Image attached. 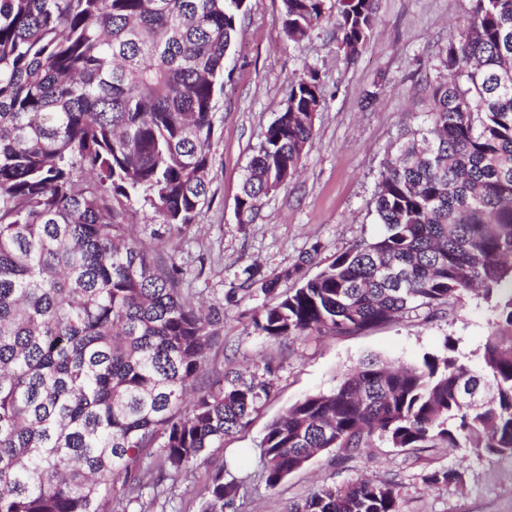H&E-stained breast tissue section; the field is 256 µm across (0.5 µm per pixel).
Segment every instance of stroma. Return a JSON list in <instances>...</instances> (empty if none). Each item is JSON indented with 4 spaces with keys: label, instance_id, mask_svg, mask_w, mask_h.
Segmentation results:
<instances>
[{
    "label": "stroma",
    "instance_id": "stroma-1",
    "mask_svg": "<svg viewBox=\"0 0 512 512\" xmlns=\"http://www.w3.org/2000/svg\"><path fill=\"white\" fill-rule=\"evenodd\" d=\"M247 5L218 98L224 120L212 147L209 199L195 223L171 234L159 250L180 267L181 288L207 304L223 300L228 283L246 265L260 266L269 277L292 266L313 244H320L319 258L327 262L379 233L374 194L382 166L401 131L417 128L430 110L439 54L459 35L474 0H378L375 32L353 59L339 50L333 24H321L296 48L282 29L281 0H247ZM310 68L319 73L326 103L316 116V138L303 169L264 197L254 223H238L236 198L246 168L284 109L292 82ZM263 299L257 289L225 306L224 343L210 351L205 369L212 382L227 369L258 371L264 360L273 361V388L251 426L180 474L161 481L156 471H145L143 495L128 512H199V494L213 463L225 464V479L240 481L238 512H285L317 485L355 480L399 484L403 512H512V457L464 460L439 444L396 448L376 439L353 453L323 451L274 490L265 483L259 459L271 421L303 396L333 390L364 358L412 364L443 351L449 339L459 351L477 354L496 328L490 305L473 297L431 317L275 344L263 342L249 323V309ZM458 462L466 468L464 485L424 484L431 470Z\"/></svg>",
    "mask_w": 512,
    "mask_h": 512
}]
</instances>
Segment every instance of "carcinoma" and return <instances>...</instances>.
I'll return each mask as SVG.
<instances>
[{
	"instance_id": "carcinoma-1",
	"label": "carcinoma",
	"mask_w": 512,
	"mask_h": 512,
	"mask_svg": "<svg viewBox=\"0 0 512 512\" xmlns=\"http://www.w3.org/2000/svg\"><path fill=\"white\" fill-rule=\"evenodd\" d=\"M247 0H0V512H126L142 496L144 450L178 474L247 430L276 367L199 382L224 326L156 257L164 234L195 223L210 189L224 63ZM282 0L295 48L336 20L356 56L377 0ZM439 66L423 124L403 133L374 198L380 233L317 264L314 244L262 280L256 335L283 342L352 335L470 296L495 299L497 332L478 366L449 341L391 368L369 357L335 389L296 401L266 428L260 458L277 488L315 455L378 436L396 448L445 443L512 456V0H476ZM325 102L317 70L292 82L236 199L252 224L288 185ZM133 201L158 224L134 234ZM249 265L224 294L247 297ZM294 287L278 291L283 281ZM430 486L465 472L435 469ZM239 484L213 469L200 512H236ZM393 483L322 484L286 512H401Z\"/></svg>"
}]
</instances>
